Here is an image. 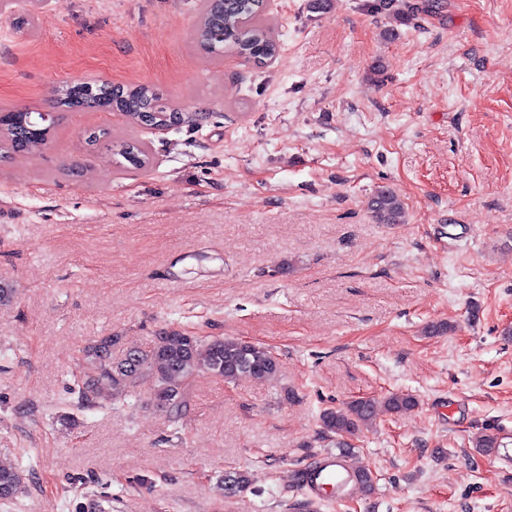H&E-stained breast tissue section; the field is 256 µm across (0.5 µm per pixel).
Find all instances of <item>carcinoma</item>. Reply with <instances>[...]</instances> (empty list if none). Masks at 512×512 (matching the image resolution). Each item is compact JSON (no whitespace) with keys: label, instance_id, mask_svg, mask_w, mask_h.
<instances>
[{"label":"carcinoma","instance_id":"carcinoma-1","mask_svg":"<svg viewBox=\"0 0 512 512\" xmlns=\"http://www.w3.org/2000/svg\"><path fill=\"white\" fill-rule=\"evenodd\" d=\"M397 0H366L367 10L388 13L404 25L419 8L410 13L396 8ZM265 0H203L196 29V44L208 55L220 56L228 50L257 65H263L280 52L273 27L264 18ZM57 107L67 109L106 108L124 116L133 126L160 128L175 124L193 125L196 112H183L164 102L150 87L87 86L78 92L74 86L63 90ZM51 128L44 125L42 114L15 110L0 115V158L17 154H33L46 145ZM109 142V151L122 157L134 168L149 162L148 151L138 141L113 137L109 129L89 133L86 141ZM370 211L379 224H401L406 217L402 199L390 189H381L371 198ZM114 337L107 336L83 352L80 370L75 375L78 397L85 408L94 404L98 385L107 380L120 392L133 386L137 379L150 376L154 383L156 405L179 419L187 408L191 383L200 372L232 380L246 375L257 381L275 378L280 362L274 353L260 343L246 345L237 337L206 340L189 339L182 331H163L147 352L129 350L123 357L112 358ZM418 400L409 394H391L381 399L359 398L322 410L319 420L323 433L340 440L338 456L348 458L351 449L343 439L358 436L382 415L396 416L413 411ZM476 452L488 455L499 447L498 437L488 429L472 436ZM24 477L19 467L0 464V500L11 501L22 488Z\"/></svg>","mask_w":512,"mask_h":512}]
</instances>
